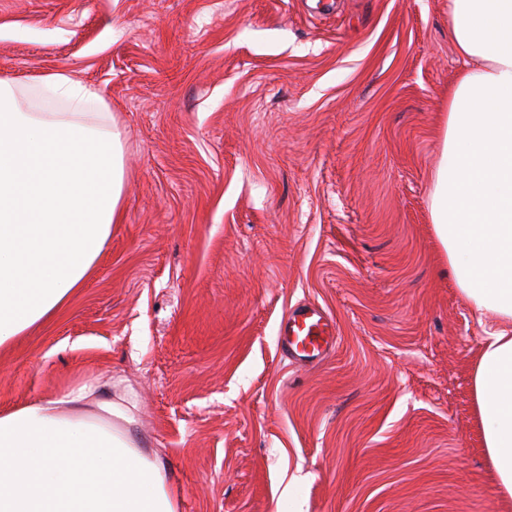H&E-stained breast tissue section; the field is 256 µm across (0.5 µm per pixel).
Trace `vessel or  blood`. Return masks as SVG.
Segmentation results:
<instances>
[{"mask_svg":"<svg viewBox=\"0 0 512 512\" xmlns=\"http://www.w3.org/2000/svg\"><path fill=\"white\" fill-rule=\"evenodd\" d=\"M332 323L312 307L297 309L285 324L282 336L286 350L313 361L319 358L333 339Z\"/></svg>","mask_w":512,"mask_h":512,"instance_id":"b4317fda","label":"vessel or blood"}]
</instances>
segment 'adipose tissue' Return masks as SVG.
<instances>
[{
    "instance_id": "ef3b65f1",
    "label": "adipose tissue",
    "mask_w": 512,
    "mask_h": 512,
    "mask_svg": "<svg viewBox=\"0 0 512 512\" xmlns=\"http://www.w3.org/2000/svg\"><path fill=\"white\" fill-rule=\"evenodd\" d=\"M468 60L448 98L432 219L457 286L504 322L473 370L484 446L512 498V0H448ZM68 109L26 111L0 80V348L82 288L120 217L123 143L105 99L65 72ZM125 397L83 386L0 411V512H178Z\"/></svg>"
}]
</instances>
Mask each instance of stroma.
<instances>
[{
  "label": "stroma",
  "instance_id": "1",
  "mask_svg": "<svg viewBox=\"0 0 512 512\" xmlns=\"http://www.w3.org/2000/svg\"><path fill=\"white\" fill-rule=\"evenodd\" d=\"M464 62L448 0H0V80L100 93L123 218L83 288L0 350V410L133 404L178 512H512L473 368L500 321L431 215ZM322 309L304 363L279 331ZM283 347L311 362L319 358L333 340L332 323L313 307L297 309L283 331Z\"/></svg>",
  "mask_w": 512,
  "mask_h": 512
}]
</instances>
